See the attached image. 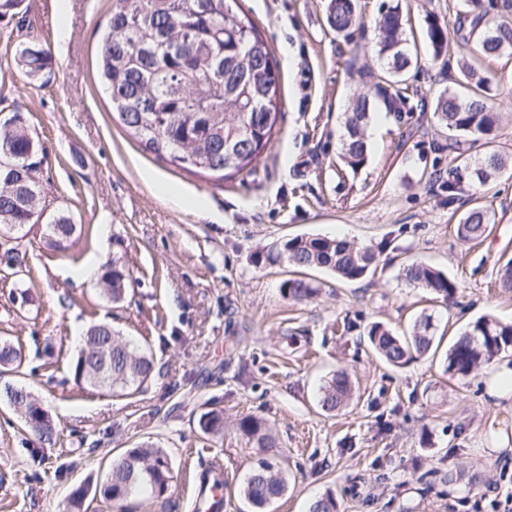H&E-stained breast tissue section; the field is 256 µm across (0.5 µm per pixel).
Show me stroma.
Wrapping results in <instances>:
<instances>
[{
	"label": "stroma",
	"mask_w": 512,
	"mask_h": 512,
	"mask_svg": "<svg viewBox=\"0 0 512 512\" xmlns=\"http://www.w3.org/2000/svg\"><path fill=\"white\" fill-rule=\"evenodd\" d=\"M455 0H360L361 24L348 36L327 22L328 0H241L276 61L282 115L255 169L224 181L157 158L120 124L98 79L96 50L112 0H22L0 21V114L21 112L38 141L45 221L76 226L65 250L50 247L43 224L19 242L24 262L9 274L0 260V336L18 339L28 387L55 420L60 439L30 456L36 435L0 403V512H64L69 493L104 479L106 462L138 444L170 456L166 502L131 499L134 512H192L201 467L224 466V508L250 466L272 457L288 489L272 512H308L332 494L340 512H498L512 493V390L488 393L492 371L512 368L500 355L463 379L445 371V348L469 323L492 316L512 323V292L497 279L512 259V177L485 197L492 232L477 244L456 236L442 178L459 166L448 131L432 117L433 98L459 76L456 35L439 57L426 50L428 15L454 20ZM402 4L418 63L404 83L381 68L374 22ZM36 40L48 57L38 77L15 61ZM504 92L494 147L512 158V55L483 60ZM416 95L397 108L402 88ZM371 99L368 159L340 161L350 101ZM168 183L187 203L158 194ZM343 237L383 246L373 274L344 281L305 274L310 297L288 296L291 266L256 262L273 242L297 235ZM99 270L76 271L89 258ZM121 259L134 295L113 309L100 272ZM417 260L458 285L443 300L402 277ZM26 291V304L15 302ZM434 314L440 352L402 368L373 352L367 330L380 322L406 333L421 312ZM97 321L146 342L164 363L150 390L127 399L78 387L69 364L78 338ZM353 384L349 404L325 411L320 388L333 374ZM224 413V436L198 426L202 412ZM267 421L275 444L259 448L238 431L245 416Z\"/></svg>",
	"instance_id": "35a3bbf8"
}]
</instances>
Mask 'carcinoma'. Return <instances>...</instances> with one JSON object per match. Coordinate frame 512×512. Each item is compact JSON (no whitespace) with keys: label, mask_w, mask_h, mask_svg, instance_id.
Instances as JSON below:
<instances>
[{"label":"carcinoma","mask_w":512,"mask_h":512,"mask_svg":"<svg viewBox=\"0 0 512 512\" xmlns=\"http://www.w3.org/2000/svg\"><path fill=\"white\" fill-rule=\"evenodd\" d=\"M238 0H112L108 34L99 50L101 79L127 132L159 158L190 172H204L224 180L252 171L258 156L270 143L280 112V89L272 51L252 22L234 10ZM358 0H329L327 19L338 34L357 21ZM456 33L463 48L490 58L512 55V18L489 16L482 0H459L455 5ZM377 53L385 73L400 82L413 64V54L403 28L401 5L388 8L376 22ZM426 38L433 56L439 57L448 41V21L436 15L426 20ZM15 61L31 76L47 65L44 50L33 41L16 48ZM500 81L493 74L479 75L462 62L455 87L439 92L433 116L448 130V148L463 151L466 144L483 142L484 154L463 168L453 169L444 187L448 206L470 190L473 204L456 223V234L465 243L483 238L491 223L490 209L482 204L485 191L512 172V162L492 148L501 122L495 100ZM367 95L352 100L341 140L340 158L356 169L368 156L366 127L370 114ZM40 148L25 118L14 112L0 119V247L14 265L22 267L19 252L10 246L16 234L39 223ZM49 244L60 249L75 232V225L61 215L45 225ZM269 265L286 263L299 269L320 268L346 281L361 280L374 272L378 253L374 246H357L345 239L320 235L295 236L275 243L258 256ZM403 278L443 299L452 297L457 285L444 272L421 261L402 268ZM105 293L112 307L129 296L130 269L119 260L103 274ZM288 295L309 296L303 279L288 280ZM94 335L84 334L82 348L72 362L75 384L112 392L116 397L144 393L161 374V365L149 345H137L111 324L94 323ZM433 317L421 314L407 336L374 324L367 338L377 354L394 367H403L427 355L434 346ZM512 351V323L482 317L459 334L448 347L446 372L466 378L478 367ZM20 343L0 337V370L22 372ZM351 382L335 375L321 387L319 403L327 411L343 406ZM13 410L34 430L40 448L53 447L59 432L48 411L33 396L21 395ZM201 432L211 438L224 434V412L209 410L198 420ZM239 431L260 448L272 447L266 422L245 416ZM171 459L162 448L137 445L109 464L103 483L94 490L78 488L70 496L68 512H87L88 496L109 501L118 512L140 494L163 498L171 490ZM287 491V479L275 462L260 458L250 469L240 494L256 510L270 507ZM309 512H338L336 499L325 494L315 499Z\"/></svg>","instance_id":"obj_1"}]
</instances>
